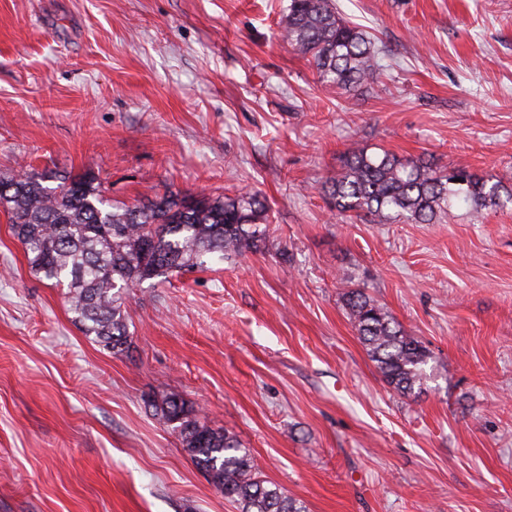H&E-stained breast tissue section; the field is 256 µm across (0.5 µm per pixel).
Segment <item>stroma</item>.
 I'll return each mask as SVG.
<instances>
[{"instance_id":"1","label":"stroma","mask_w":512,"mask_h":512,"mask_svg":"<svg viewBox=\"0 0 512 512\" xmlns=\"http://www.w3.org/2000/svg\"><path fill=\"white\" fill-rule=\"evenodd\" d=\"M288 0H0V175L89 173L112 201L262 193L285 248L124 296L85 336L0 211V512H239L145 405L172 392L307 512H512V204L481 223L333 218L351 144L512 189V0H336L377 80L322 83ZM365 287L431 352L388 386L345 306Z\"/></svg>"}]
</instances>
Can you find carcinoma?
<instances>
[{"instance_id":"obj_1","label":"carcinoma","mask_w":512,"mask_h":512,"mask_svg":"<svg viewBox=\"0 0 512 512\" xmlns=\"http://www.w3.org/2000/svg\"><path fill=\"white\" fill-rule=\"evenodd\" d=\"M281 36L319 78L351 92L378 78L380 52L368 35L338 12L335 0H289ZM0 207L31 270L67 288L70 311L85 335L114 354L130 333L120 290L173 271L201 268L206 257H238L272 248L266 232L270 206L257 192L210 198L165 192L132 205H112L86 173L44 170L0 177ZM324 193L345 220L430 224L452 203L474 217L512 201L500 183L458 165L444 172L425 160L404 162L388 152L349 150ZM350 318L385 382L403 395L421 392L430 352L406 334L362 288L345 294ZM180 438L208 481L241 512H305L279 486L261 478L254 456L236 436L201 423L193 406L174 393L146 399Z\"/></svg>"}]
</instances>
